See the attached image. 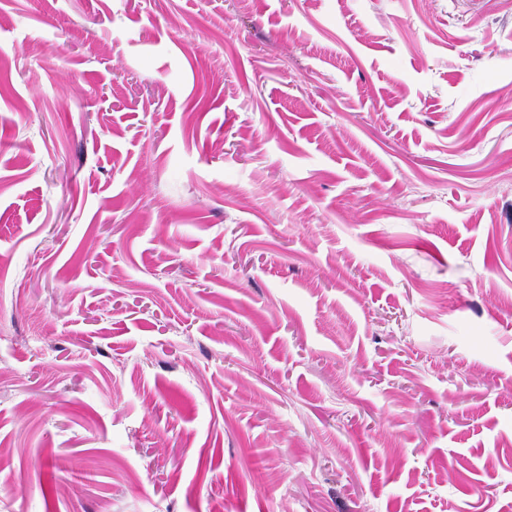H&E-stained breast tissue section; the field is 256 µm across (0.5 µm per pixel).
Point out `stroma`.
I'll return each instance as SVG.
<instances>
[{"label":"stroma","instance_id":"1","mask_svg":"<svg viewBox=\"0 0 512 512\" xmlns=\"http://www.w3.org/2000/svg\"><path fill=\"white\" fill-rule=\"evenodd\" d=\"M0 512H512V0H0Z\"/></svg>","mask_w":512,"mask_h":512}]
</instances>
